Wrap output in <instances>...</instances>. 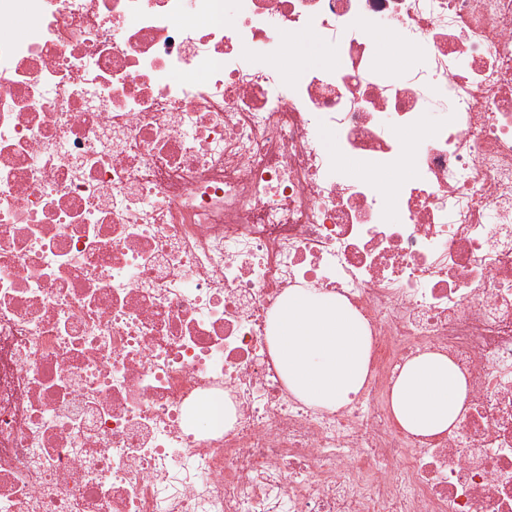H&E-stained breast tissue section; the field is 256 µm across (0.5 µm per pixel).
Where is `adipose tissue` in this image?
Masks as SVG:
<instances>
[{"label": "adipose tissue", "instance_id": "adipose-tissue-1", "mask_svg": "<svg viewBox=\"0 0 512 512\" xmlns=\"http://www.w3.org/2000/svg\"><path fill=\"white\" fill-rule=\"evenodd\" d=\"M271 353L289 391L304 402L337 409L364 390L371 362L366 320L343 297L290 289L272 322ZM469 387L447 356L425 351L408 359L390 388L396 422L434 437L458 427Z\"/></svg>", "mask_w": 512, "mask_h": 512}]
</instances>
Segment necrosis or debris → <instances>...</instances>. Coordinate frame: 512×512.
Returning a JSON list of instances; mask_svg holds the SVG:
<instances>
[{
  "mask_svg": "<svg viewBox=\"0 0 512 512\" xmlns=\"http://www.w3.org/2000/svg\"><path fill=\"white\" fill-rule=\"evenodd\" d=\"M20 12L0 512H512V0H0ZM308 36L320 67L295 62ZM298 287L368 323L351 405L303 403L273 364ZM426 348L471 388L432 438L385 403Z\"/></svg>",
  "mask_w": 512,
  "mask_h": 512,
  "instance_id": "1",
  "label": "necrosis or debris"
}]
</instances>
